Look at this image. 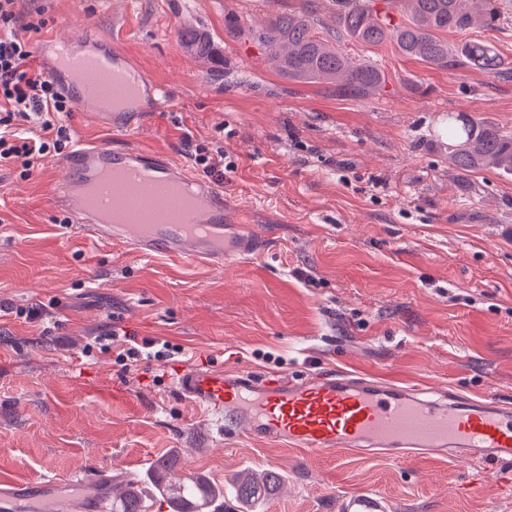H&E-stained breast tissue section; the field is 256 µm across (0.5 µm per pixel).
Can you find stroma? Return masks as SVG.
Wrapping results in <instances>:
<instances>
[{"label": "stroma", "instance_id": "1", "mask_svg": "<svg viewBox=\"0 0 512 512\" xmlns=\"http://www.w3.org/2000/svg\"><path fill=\"white\" fill-rule=\"evenodd\" d=\"M297 0H54L48 32L120 46L163 91L161 111L130 133L82 107L64 114L73 140L163 152L190 165L185 140L223 151L225 233L267 243L251 262L212 267L142 257L88 239L55 202L67 176L51 156L30 177L0 168V471L64 478L100 463L140 474L161 455L230 485L245 469L282 481L257 512H335L339 491L386 493L396 512H512L501 466L353 455L307 461L246 436L220 439L212 417L179 400L177 365L291 376L349 369L512 401V176L448 162L444 128L463 112L512 130V79L440 69L391 42L367 46L318 0V30L345 56L377 66L364 98L282 76L248 36L227 37ZM479 39L512 67V0ZM191 30L214 60L188 52ZM306 271L305 283L297 276ZM44 308L28 323L14 309ZM179 346L174 358L124 372L95 342L105 326ZM52 339L44 341L43 328Z\"/></svg>", "mask_w": 512, "mask_h": 512}]
</instances>
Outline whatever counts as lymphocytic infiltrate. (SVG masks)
Instances as JSON below:
<instances>
[{"mask_svg": "<svg viewBox=\"0 0 512 512\" xmlns=\"http://www.w3.org/2000/svg\"><path fill=\"white\" fill-rule=\"evenodd\" d=\"M47 25L44 9L22 24L16 0H0V167L20 165L24 178L49 154H62L72 142L58 123L60 113L72 111L71 98L54 78L30 66L32 37ZM97 342L101 351H115L116 364L126 371L174 355L169 342L141 340L116 327L98 336Z\"/></svg>", "mask_w": 512, "mask_h": 512, "instance_id": "f902f5d3", "label": "lymphocytic infiltrate"}]
</instances>
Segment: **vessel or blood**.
<instances>
[{
	"instance_id": "b4317fda",
	"label": "vessel or blood",
	"mask_w": 512,
	"mask_h": 512,
	"mask_svg": "<svg viewBox=\"0 0 512 512\" xmlns=\"http://www.w3.org/2000/svg\"><path fill=\"white\" fill-rule=\"evenodd\" d=\"M52 75L83 101L102 86L122 89V106L112 115L117 131L135 128L137 118L158 111L154 88L142 87L120 48L103 54L51 37ZM76 175L58 184L57 206L92 239L123 242L142 256H172L216 265L260 255L256 242L231 244L224 236V196L192 178L163 154L124 147L76 144L64 161ZM106 168L135 170L143 202L156 184L191 186L202 201L195 225L105 223L84 205L78 188ZM174 394L216 418L228 436L246 434L260 442L296 449L309 459L359 454L401 460L445 458L462 466L512 464V402L490 394L471 397L435 392L374 374L336 371L307 377L211 370L185 366L172 379ZM130 479L112 465L59 481L46 475L14 477L0 472V512H109L112 496ZM336 512H394L382 491L359 488L338 493Z\"/></svg>"
}]
</instances>
